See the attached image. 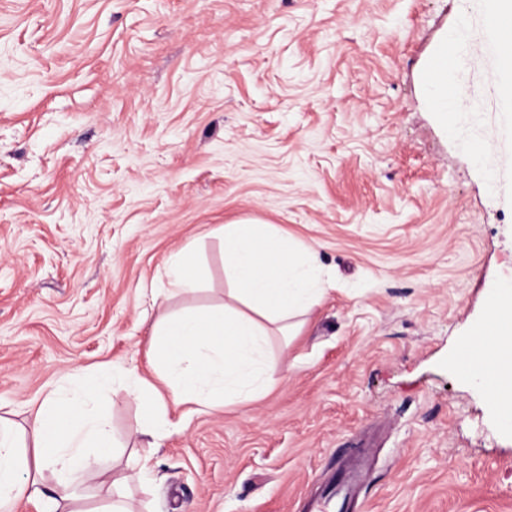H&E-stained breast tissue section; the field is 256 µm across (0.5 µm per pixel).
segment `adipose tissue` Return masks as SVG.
<instances>
[{
  "instance_id": "ef3b65f1",
  "label": "adipose tissue",
  "mask_w": 512,
  "mask_h": 512,
  "mask_svg": "<svg viewBox=\"0 0 512 512\" xmlns=\"http://www.w3.org/2000/svg\"><path fill=\"white\" fill-rule=\"evenodd\" d=\"M319 269L315 250L292 249L268 225H225L229 301L167 315L156 323L148 357L166 389L158 391L139 375L130 377L142 401L143 426L154 434L164 433L166 391L202 409L264 396L276 365L267 351V338L274 331L297 335L299 316L323 296ZM476 343L486 355L468 373L488 392L501 425L511 431L512 394L499 382L512 373V279L492 298ZM110 384V373L103 371L69 391L52 390L34 414L26 444L0 418V512H16L21 503L41 500L38 478L46 471L62 489L63 499L71 502L80 500L86 488L102 483L106 472L99 461L115 448L99 409Z\"/></svg>"
}]
</instances>
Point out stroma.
Listing matches in <instances>:
<instances>
[{
    "instance_id": "stroma-1",
    "label": "stroma",
    "mask_w": 512,
    "mask_h": 512,
    "mask_svg": "<svg viewBox=\"0 0 512 512\" xmlns=\"http://www.w3.org/2000/svg\"><path fill=\"white\" fill-rule=\"evenodd\" d=\"M471 0H0V415L100 366L156 375L158 319L223 303L221 225L317 250L327 290L269 339L264 398L102 409L133 512H313L370 439L353 512H512V432L456 358L512 272V205L429 112L422 71ZM468 41L465 109H495ZM193 245L200 286L169 288ZM149 457L139 479L131 457Z\"/></svg>"
}]
</instances>
